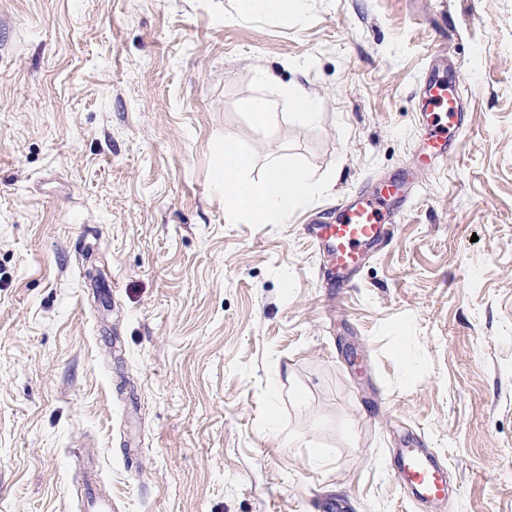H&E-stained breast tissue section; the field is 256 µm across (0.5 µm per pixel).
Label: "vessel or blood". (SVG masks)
Listing matches in <instances>:
<instances>
[{
  "instance_id": "1",
  "label": "vessel or blood",
  "mask_w": 512,
  "mask_h": 512,
  "mask_svg": "<svg viewBox=\"0 0 512 512\" xmlns=\"http://www.w3.org/2000/svg\"><path fill=\"white\" fill-rule=\"evenodd\" d=\"M421 116L425 144L436 156L448 147L466 126L459 90L451 80L430 74L421 90ZM414 177L413 165H405L398 178L386 182L379 192L359 195L336 210L332 224H316L314 245L326 246L331 256L329 280L336 287L347 285L362 266L369 251L386 242L398 212L406 205L404 187ZM399 474L417 497L441 500L448 494V474L421 449L409 448L398 459Z\"/></svg>"
}]
</instances>
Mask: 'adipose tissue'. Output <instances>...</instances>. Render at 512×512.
Masks as SVG:
<instances>
[{"mask_svg":"<svg viewBox=\"0 0 512 512\" xmlns=\"http://www.w3.org/2000/svg\"><path fill=\"white\" fill-rule=\"evenodd\" d=\"M249 165L250 158L238 143L225 139L219 187L225 199L232 202L235 214L253 223H282L311 190L310 183L284 160H274L258 181L244 178Z\"/></svg>","mask_w":512,"mask_h":512,"instance_id":"obj_1","label":"adipose tissue"}]
</instances>
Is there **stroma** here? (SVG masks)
<instances>
[{
  "label": "stroma",
  "instance_id": "1",
  "mask_svg": "<svg viewBox=\"0 0 512 512\" xmlns=\"http://www.w3.org/2000/svg\"><path fill=\"white\" fill-rule=\"evenodd\" d=\"M435 67L457 148L336 293L307 227L413 161ZM228 136L315 193L236 220ZM80 465L112 512H512V0H0V512H82ZM290 0H238V11L242 15L280 14L288 12ZM277 96L288 104L289 108L300 115L307 122L317 121L319 116V100L308 93L297 83L279 84L276 88ZM402 480L425 500H442L448 494V473L423 455L420 448H406L398 459Z\"/></svg>",
  "mask_w": 512,
  "mask_h": 512
}]
</instances>
